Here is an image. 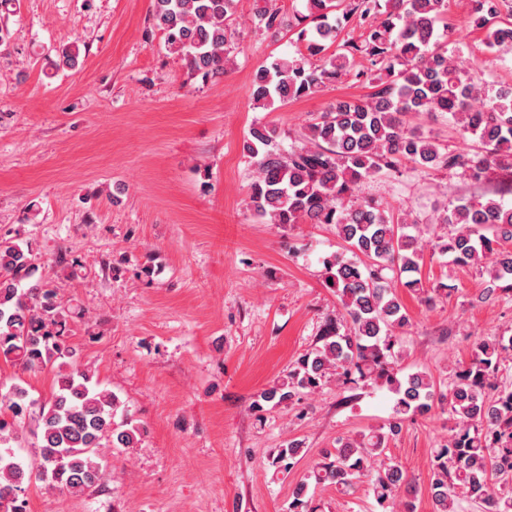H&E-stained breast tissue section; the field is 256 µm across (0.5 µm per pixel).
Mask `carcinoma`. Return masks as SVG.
<instances>
[{
	"label": "carcinoma",
	"mask_w": 512,
	"mask_h": 512,
	"mask_svg": "<svg viewBox=\"0 0 512 512\" xmlns=\"http://www.w3.org/2000/svg\"><path fill=\"white\" fill-rule=\"evenodd\" d=\"M153 2V27L190 74L205 80L224 74L240 37L233 23L235 0ZM305 10L297 22L316 21L301 33L305 51L259 67L250 88L253 101L265 107L309 96L325 82L350 75L364 78L372 92L336 101L288 150L281 148L278 128L269 125L252 128L243 150L254 165L250 201L257 215L272 224L336 226L345 252L324 258L323 265L346 325L326 320L320 346L261 391L252 409L294 405L333 374L344 384L358 378L388 386L398 398L387 423L357 439L337 440L311 478L345 492L353 479L371 473L377 501L393 503L406 476L385 457L389 436L407 419L446 407L454 425L448 442L434 449V512H463L460 490L485 504V512H512V387L499 379L512 354V336L478 340L470 361L439 392L427 373L404 375L398 368L409 317L393 285L396 280L424 295L428 304L434 301L429 292L448 290L445 283L430 291L423 287L419 274L429 249L475 268L493 257L485 298L498 290L512 293V251L498 248L512 240V202L505 201L512 194V86L493 92L448 54L436 30L448 15V0H352L345 7L342 0H305ZM469 19L484 32L489 49L512 51V0H472ZM350 23L364 29L360 40L341 37ZM56 54L58 66L78 67L77 42ZM358 56L370 68L354 71ZM436 113L448 116L460 139L477 147L445 148L407 120ZM405 160L422 171L446 170L475 182L494 170L499 187L451 208L434 207V223L451 232L411 235L407 217H394L379 202L356 195L370 176L402 175ZM35 272L32 243L0 237V358L33 374L58 367L51 396L34 416L25 387L13 384L0 393V512H27L25 492L37 480L73 495L108 488L112 473L102 449L134 448L147 434L91 369L72 361L65 332L76 309ZM28 424L35 442L23 456L15 449ZM301 457L302 443L288 441L269 465L287 471Z\"/></svg>",
	"instance_id": "obj_1"
}]
</instances>
